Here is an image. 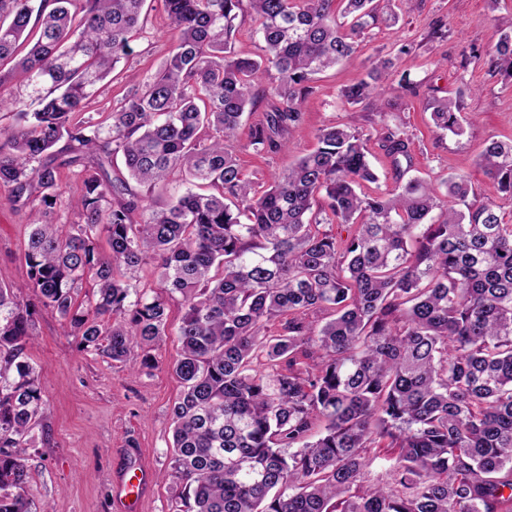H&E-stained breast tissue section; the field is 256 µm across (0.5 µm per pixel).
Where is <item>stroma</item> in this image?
Here are the masks:
<instances>
[{"mask_svg": "<svg viewBox=\"0 0 512 512\" xmlns=\"http://www.w3.org/2000/svg\"><path fill=\"white\" fill-rule=\"evenodd\" d=\"M416 4L414 12L398 24L374 30L353 59L319 75L315 93L303 105L301 122L288 136V149L254 154L248 147L250 133L263 120L266 101L245 114L237 134V158L245 178L257 190L266 189L274 175L315 149L322 127L343 121L352 112L359 115L360 126L370 136L369 159L381 187L391 186L390 160L373 131L371 111L361 104L344 103L340 90L362 77L370 61L396 56L402 45L409 44L413 52L404 67L413 82L451 97L466 86L473 90L464 102L473 122L460 137L433 127L423 96L407 97L396 109L397 121L411 140L412 175L439 184L466 174L476 197L491 195V184L477 162L488 140L512 138V83L485 66L473 63L464 68L460 61L470 47L485 48L496 42L497 24L487 16L486 0H416ZM145 10L143 27L131 42L132 55L121 61L111 83L101 85L89 111L117 106L126 90L124 70L146 78L159 69L175 32L158 0H148ZM439 19L445 22L448 37L428 43L430 27ZM27 235L24 214L0 203V278L25 279L22 252ZM36 327L28 356L40 371L53 445L41 447L40 430L32 431L34 447L26 464L32 474L27 495L33 512H121L114 487L130 468L143 469L146 475L138 512H172L175 481L169 475L167 442L172 434L170 408L181 390L172 372L180 353L177 336H167L155 349L154 369L136 372L80 351L55 312L40 311Z\"/></svg>", "mask_w": 512, "mask_h": 512, "instance_id": "1", "label": "stroma"}]
</instances>
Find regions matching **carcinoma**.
Returning <instances> with one entry per match:
<instances>
[{"label": "carcinoma", "instance_id": "obj_1", "mask_svg": "<svg viewBox=\"0 0 512 512\" xmlns=\"http://www.w3.org/2000/svg\"><path fill=\"white\" fill-rule=\"evenodd\" d=\"M146 2L0 0V112L13 114L0 127V199L30 227L28 281L0 279V512H31L30 433L50 439L27 355L38 309L55 311L80 350L124 365L133 347L164 341L176 294V512H512L502 207L469 200L467 175L448 180L446 201L407 177L411 141L397 122L380 137L385 190H363L378 177L354 118L321 129L316 149L261 192L235 153L264 73L276 85L251 133L258 154L288 146L316 75L415 0H159L176 45L154 75L132 77L115 110L86 111L132 53ZM247 17L265 43L258 59L232 48ZM502 27L470 60L512 82V22ZM411 52L376 60L341 98L381 114L395 75L417 95L396 66ZM426 106L435 129L463 134V96L433 89ZM478 166L512 199V140L491 142ZM176 171L215 192L143 205ZM66 205L79 220L62 233L43 218ZM333 224L354 231L343 239ZM147 264L158 289L131 290L125 274ZM87 276L96 293L85 305Z\"/></svg>", "mask_w": 512, "mask_h": 512}]
</instances>
